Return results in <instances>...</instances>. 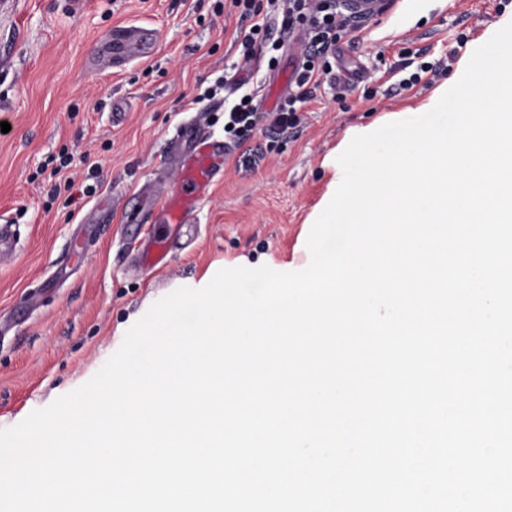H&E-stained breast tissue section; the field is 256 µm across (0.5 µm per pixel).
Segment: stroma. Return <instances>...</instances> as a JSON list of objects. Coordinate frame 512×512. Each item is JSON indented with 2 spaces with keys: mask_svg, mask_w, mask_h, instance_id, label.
Wrapping results in <instances>:
<instances>
[{
  "mask_svg": "<svg viewBox=\"0 0 512 512\" xmlns=\"http://www.w3.org/2000/svg\"><path fill=\"white\" fill-rule=\"evenodd\" d=\"M0 7V218L18 248L0 262V429L90 380L127 330L163 296L200 288L222 269L301 266L310 222L331 199L333 163L353 132L422 115L462 75L473 51L512 22V0H392L359 20L316 60L320 85L300 104L293 133L268 139L269 95L303 55L285 43L276 68L260 59L254 83L259 130L234 147L224 178L200 204L193 243L166 268L126 256L123 225L104 222L95 246L78 239L83 219L108 196L152 182L167 139L196 117L224 135V101L235 98L243 21L229 0H9ZM155 30L148 56L103 75L89 59L114 27ZM353 73L350 87L338 70ZM212 99L203 92L215 81ZM124 111L113 121L115 108ZM71 159L62 189L49 171Z\"/></svg>",
  "mask_w": 512,
  "mask_h": 512,
  "instance_id": "stroma-1",
  "label": "stroma"
}]
</instances>
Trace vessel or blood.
<instances>
[{"label":"vessel or blood","instance_id":"obj_1","mask_svg":"<svg viewBox=\"0 0 512 512\" xmlns=\"http://www.w3.org/2000/svg\"><path fill=\"white\" fill-rule=\"evenodd\" d=\"M155 31L133 26L116 28L109 41L101 43L94 59L100 68H121L143 57L156 44ZM228 154L223 140L207 131L199 120L180 124L168 142L165 166L173 167L177 179L172 187L146 200L143 193L133 194L122 209L123 224H164V237H131L140 266L161 270L168 254L180 237L192 236V221L204 197L224 176Z\"/></svg>","mask_w":512,"mask_h":512}]
</instances>
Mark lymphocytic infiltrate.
Here are the masks:
<instances>
[{"mask_svg": "<svg viewBox=\"0 0 512 512\" xmlns=\"http://www.w3.org/2000/svg\"><path fill=\"white\" fill-rule=\"evenodd\" d=\"M231 2L240 7L242 17L251 22L249 29L243 30L240 36L244 60L260 57L266 50H280L292 35L298 36L305 47L307 60L295 80L298 91L273 112L269 125L270 134L287 135L300 122L298 103L311 98L319 85L314 59L326 56L336 41L337 30L347 27L349 20L339 15L336 0H272V12L257 21L252 18L253 0Z\"/></svg>", "mask_w": 512, "mask_h": 512, "instance_id": "1", "label": "lymphocytic infiltrate"}]
</instances>
